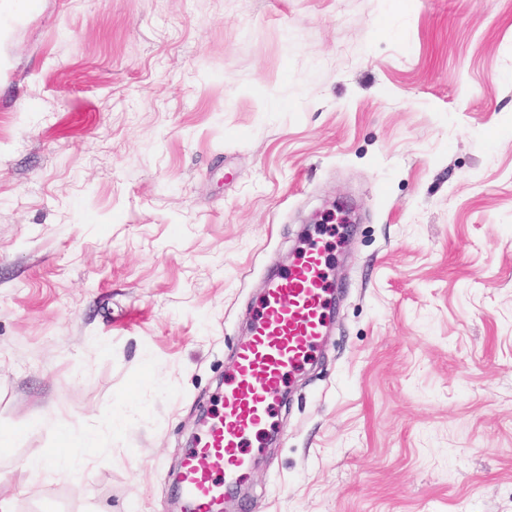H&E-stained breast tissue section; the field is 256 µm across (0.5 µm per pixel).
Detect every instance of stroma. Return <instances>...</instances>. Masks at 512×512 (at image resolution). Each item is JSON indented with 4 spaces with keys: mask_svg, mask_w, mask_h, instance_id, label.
I'll use <instances>...</instances> for the list:
<instances>
[{
    "mask_svg": "<svg viewBox=\"0 0 512 512\" xmlns=\"http://www.w3.org/2000/svg\"><path fill=\"white\" fill-rule=\"evenodd\" d=\"M0 16L14 512H172L266 281L339 286L246 512H512V0H26ZM387 22L390 31L378 30ZM90 466L22 465L107 414Z\"/></svg>",
    "mask_w": 512,
    "mask_h": 512,
    "instance_id": "obj_1",
    "label": "stroma"
}]
</instances>
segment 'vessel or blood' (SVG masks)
Listing matches in <instances>:
<instances>
[{
    "label": "vessel or blood",
    "mask_w": 512,
    "mask_h": 512,
    "mask_svg": "<svg viewBox=\"0 0 512 512\" xmlns=\"http://www.w3.org/2000/svg\"><path fill=\"white\" fill-rule=\"evenodd\" d=\"M327 279L322 252L313 247L270 282L252 337L235 353L224 404L180 462L187 512H212L237 483L248 447L268 433L282 384L318 348L333 294Z\"/></svg>",
    "instance_id": "b4317fda"
}]
</instances>
